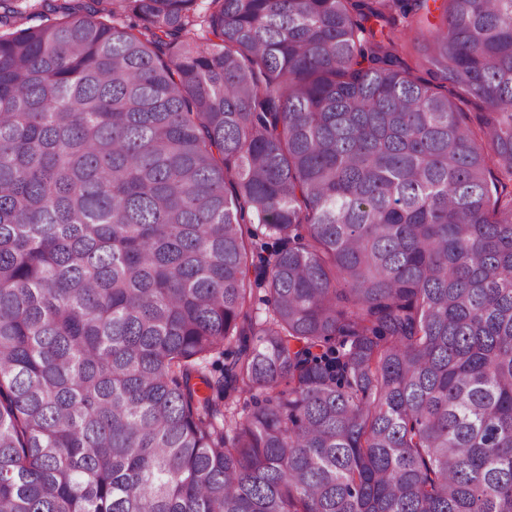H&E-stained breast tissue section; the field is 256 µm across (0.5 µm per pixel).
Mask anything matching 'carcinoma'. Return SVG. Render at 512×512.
I'll list each match as a JSON object with an SVG mask.
<instances>
[{
    "label": "carcinoma",
    "mask_w": 512,
    "mask_h": 512,
    "mask_svg": "<svg viewBox=\"0 0 512 512\" xmlns=\"http://www.w3.org/2000/svg\"><path fill=\"white\" fill-rule=\"evenodd\" d=\"M437 10L0 0V512H512V0Z\"/></svg>",
    "instance_id": "1"
}]
</instances>
